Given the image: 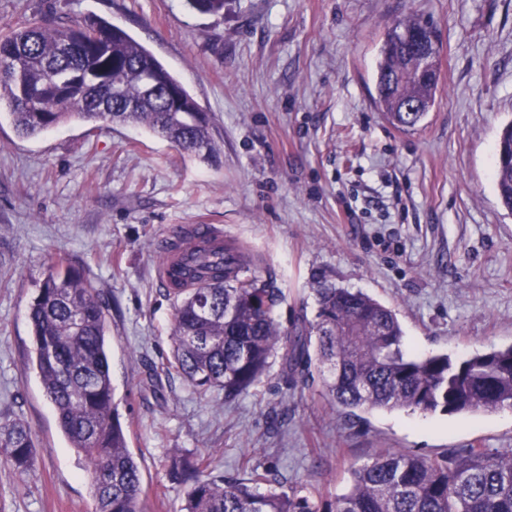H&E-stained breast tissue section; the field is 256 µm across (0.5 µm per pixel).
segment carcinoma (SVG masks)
Returning <instances> with one entry per match:
<instances>
[{
	"mask_svg": "<svg viewBox=\"0 0 512 512\" xmlns=\"http://www.w3.org/2000/svg\"><path fill=\"white\" fill-rule=\"evenodd\" d=\"M201 13L225 0H187ZM429 21L410 12L395 21L375 71L377 109L394 126L415 128L435 105L439 82L414 76L416 57L393 47ZM404 100L418 112H400ZM17 133L36 137L72 119L143 126L204 159L214 152L209 119L182 84L127 31L97 16L33 17L0 33V102ZM495 189L512 212V124L497 146ZM259 258L238 245L222 264L204 263L202 284L174 299L173 347L163 370L195 393L246 394L280 357L284 369L322 380L331 403L356 412L468 413L512 407V345L453 360L404 349L395 311L359 290L316 282L314 320L291 329L275 317L281 292L257 275ZM30 363L90 478L93 512H144L142 474L112 397L106 306L96 285L72 267L51 265L33 299ZM0 448L20 474L36 449L29 426L0 415ZM171 480L185 486L184 512H512V455L481 448L438 458L385 451L353 469L348 493L319 505L297 491L260 490L269 471L213 474L212 456L173 451Z\"/></svg>",
	"mask_w": 512,
	"mask_h": 512,
	"instance_id": "cac0c4a2",
	"label": "carcinoma"
}]
</instances>
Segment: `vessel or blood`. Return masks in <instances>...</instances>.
Listing matches in <instances>:
<instances>
[{"instance_id": "vessel-or-blood-1", "label": "vessel or blood", "mask_w": 512, "mask_h": 512, "mask_svg": "<svg viewBox=\"0 0 512 512\" xmlns=\"http://www.w3.org/2000/svg\"><path fill=\"white\" fill-rule=\"evenodd\" d=\"M230 239L223 229L212 224H177L158 243L160 263L157 276L169 291L194 288L200 281L196 268L201 252L223 259Z\"/></svg>"}]
</instances>
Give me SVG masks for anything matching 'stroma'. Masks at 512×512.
<instances>
[{
  "instance_id": "stroma-1",
  "label": "stroma",
  "mask_w": 512,
  "mask_h": 512,
  "mask_svg": "<svg viewBox=\"0 0 512 512\" xmlns=\"http://www.w3.org/2000/svg\"><path fill=\"white\" fill-rule=\"evenodd\" d=\"M411 10L439 30L441 86L403 131L373 102L374 72ZM35 13L125 29L207 113L215 152L102 122L22 138L0 106V414L23 418L37 451L23 476L0 461V512H92L85 462L29 364V305L61 257L108 306L114 399L146 512H181L172 448L212 455L227 478L261 465L281 490L330 503L385 450L512 454V407L356 417L278 358L233 402L197 395L161 369L174 304L156 277L173 225L217 224L262 257L282 327L315 318L325 278L392 307L418 353L512 344V214L493 183L512 122V0H227L219 14L185 0H0V31Z\"/></svg>"
}]
</instances>
